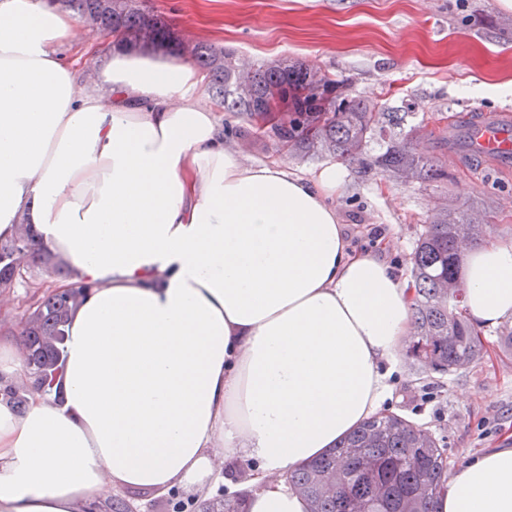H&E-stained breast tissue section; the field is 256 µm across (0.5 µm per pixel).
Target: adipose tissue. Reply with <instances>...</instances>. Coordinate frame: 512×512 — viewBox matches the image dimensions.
Wrapping results in <instances>:
<instances>
[{
  "label": "adipose tissue",
  "mask_w": 512,
  "mask_h": 512,
  "mask_svg": "<svg viewBox=\"0 0 512 512\" xmlns=\"http://www.w3.org/2000/svg\"><path fill=\"white\" fill-rule=\"evenodd\" d=\"M77 38L49 0H0V236L32 225L91 285L63 403H0V512L199 493L242 459L246 512H306L283 477L382 408L414 286L350 249L343 167L249 161L191 61L109 32L84 84ZM461 287L474 324L512 319V244L469 248ZM436 512H512V446L454 471Z\"/></svg>",
  "instance_id": "adipose-tissue-1"
}]
</instances>
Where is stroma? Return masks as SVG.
<instances>
[{
  "instance_id": "1",
  "label": "stroma",
  "mask_w": 512,
  "mask_h": 512,
  "mask_svg": "<svg viewBox=\"0 0 512 512\" xmlns=\"http://www.w3.org/2000/svg\"><path fill=\"white\" fill-rule=\"evenodd\" d=\"M173 28L234 51L242 60L303 61L333 74L339 94L409 110L425 123L443 117L453 126L448 178L401 183L346 164L336 199L348 239L385 230L379 254L410 275L412 253L435 201L450 209L486 213L487 244H512V162L468 149L467 121L512 111V12L498 0H150ZM225 130L256 162H278L313 174L333 156L290 153L253 134L244 115H224ZM60 275L26 269L14 288L0 292V342L18 337L38 296ZM512 320L486 329V350L470 366L422 373L403 359L391 381L388 412L431 432L449 469L512 439V350L500 343ZM130 512H167L188 493L115 487Z\"/></svg>"
}]
</instances>
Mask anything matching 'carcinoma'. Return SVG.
<instances>
[{
	"label": "carcinoma",
	"instance_id": "obj_1",
	"mask_svg": "<svg viewBox=\"0 0 512 512\" xmlns=\"http://www.w3.org/2000/svg\"><path fill=\"white\" fill-rule=\"evenodd\" d=\"M75 19H96L128 44L163 49L191 60L208 73L212 100L221 112H241L257 135L290 150L321 152L359 168L405 182L448 178V128L426 131L435 150L420 148L423 125L410 112H387L360 97L336 96V79L305 62L244 65L222 49L199 41L184 52V37L147 0H54ZM379 151L372 153L371 144ZM476 214L440 204L425 221L412 256L415 282L414 335L409 356L426 372L447 373L478 360L482 330L464 315L459 275L464 247L484 235ZM40 264L70 273L59 256L36 247L30 226L0 239V288L10 289L24 267ZM77 290H52L22 323L24 368L30 387L62 400L65 332L79 303ZM0 398L16 409L27 390L0 376ZM447 462L432 434L393 413L368 418L319 458L288 473L287 482L307 501L309 512H434ZM188 504L187 512H194ZM200 512H245L243 500H208Z\"/></svg>",
	"mask_w": 512,
	"mask_h": 512
}]
</instances>
